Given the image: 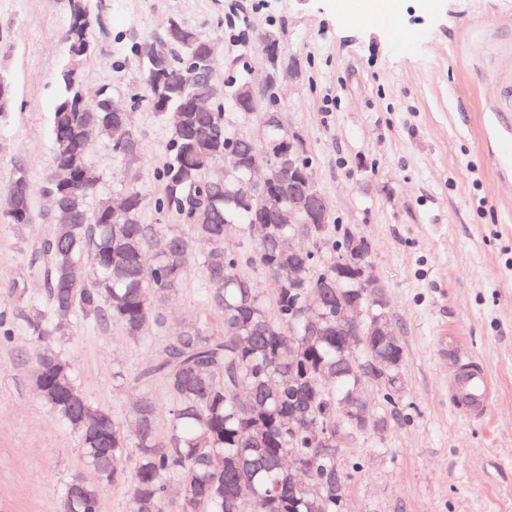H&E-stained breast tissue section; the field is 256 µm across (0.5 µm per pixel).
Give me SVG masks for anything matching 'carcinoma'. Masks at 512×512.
I'll list each match as a JSON object with an SVG mask.
<instances>
[{
	"mask_svg": "<svg viewBox=\"0 0 512 512\" xmlns=\"http://www.w3.org/2000/svg\"><path fill=\"white\" fill-rule=\"evenodd\" d=\"M69 57L58 81L61 93L52 112L53 164L70 181L43 183L49 200L72 212L67 224H47L43 236L27 245L23 278L14 283L21 314L35 337L32 357L43 403L76 434L82 462L94 480L81 477L64 490L63 512H102L101 488L127 486L129 512H344L352 474L336 475V459L319 452L311 426L351 424L339 401L359 381H367L339 352L336 302L352 303L360 286L336 271V259L361 233L334 219L319 225L318 248L299 257L288 253L291 224H253L250 214L215 192L216 159L240 157L239 181L253 161L288 140L303 145L286 121L270 123L284 109L269 89L276 76L264 60L260 81L224 67V98L195 82L193 62L207 55L210 40L177 21L167 36L129 35L128 55L141 67L145 103L169 131L168 157L155 173L161 192L154 209L175 224H148L145 202L134 184L101 194L100 184H80L82 163L92 148L79 143L90 125L112 153L126 160L136 177L142 144L126 156L122 137L135 126L131 112H110L112 89L83 95L82 76L90 52V20L81 0H71ZM251 113L262 126L257 142L236 133L224 99ZM11 82L0 76V114L12 110ZM15 183L0 194V206L13 224L32 217L31 187L15 209ZM122 206L126 218L112 221ZM188 233H183L181 227ZM203 270L205 301L218 319L175 328L145 360L137 380L158 379L169 397L168 433L159 434L160 402L149 391L137 399L133 425L92 403L77 383L71 361L56 347L74 333L75 320L101 328L118 326L126 338L145 344L164 324L163 303L185 285L193 266ZM260 268L279 283L268 295L245 271ZM42 283L50 308L29 307L26 285ZM362 355L391 362L402 371L403 344L368 345ZM380 422L402 407V390L377 386ZM308 470V485L320 492L288 493V459Z\"/></svg>",
	"mask_w": 512,
	"mask_h": 512,
	"instance_id": "cac0c4a2",
	"label": "carcinoma"
}]
</instances>
